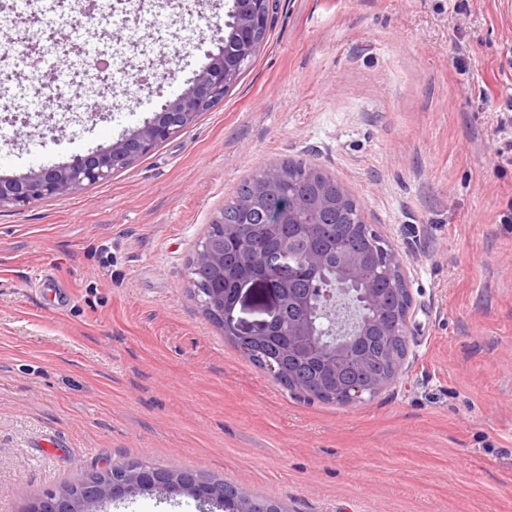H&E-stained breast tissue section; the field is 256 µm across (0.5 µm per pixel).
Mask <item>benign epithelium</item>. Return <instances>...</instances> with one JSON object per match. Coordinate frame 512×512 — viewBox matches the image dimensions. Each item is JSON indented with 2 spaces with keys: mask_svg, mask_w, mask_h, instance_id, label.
Returning <instances> with one entry per match:
<instances>
[{
  "mask_svg": "<svg viewBox=\"0 0 512 512\" xmlns=\"http://www.w3.org/2000/svg\"><path fill=\"white\" fill-rule=\"evenodd\" d=\"M268 0H229L224 27L218 30V53L207 54L209 62L200 68L188 86L166 101L161 111L142 125L127 131L112 144L97 147L85 154H77L69 161L50 167H40L29 172L0 180V209L20 206L48 197L69 196L84 188L108 180L112 174L124 169L146 155L158 143L191 127L200 112L213 107L224 99V92L239 79L244 67L255 58L264 43L263 31L267 29L265 6ZM287 163H275L265 168L263 180L256 186L252 207L268 212L274 224H293L300 236H312L311 225L303 223L301 214L307 205V197L297 193L288 198V204L277 203L278 189ZM354 201L343 185L322 184L315 200L321 210L340 211ZM233 233V225L224 223V213L212 220L205 237L199 242L194 263L211 288L202 304L205 314L224 332V336L238 343L244 351L280 332L288 323V344L285 352L301 356L312 337L328 353L320 355L323 382L320 386H308L293 372H288V384L310 398L318 394L330 395L340 403H354L365 395L377 394L391 378L384 373H372L361 381L344 379L348 361L370 365L373 357L368 352L352 353L350 343L371 334L382 336L406 335L412 317L413 297L404 288L406 300L401 322L403 331L398 332L384 320L386 300L372 288L352 291L344 284L333 290L321 292L319 300L326 317L321 331L299 316L305 309L310 295L293 288L304 271H313L325 263L324 254L310 249L303 261L288 253V248H274L261 257L263 275L248 279L233 290L232 296L224 297V238ZM381 271L394 273L406 281V262L400 252L389 246L384 254ZM261 288L272 298L267 319L253 332L245 331L235 317V309L248 291ZM171 485L199 501H213L222 493L213 488H203L197 480L156 470H126L121 473L104 469L83 480L74 492L49 493L33 501L27 512H93L103 501L128 499L145 492L147 486Z\"/></svg>",
  "mask_w": 512,
  "mask_h": 512,
  "instance_id": "benign-epithelium-1",
  "label": "benign epithelium"
}]
</instances>
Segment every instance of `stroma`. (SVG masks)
<instances>
[{"label": "stroma", "instance_id": "obj_1", "mask_svg": "<svg viewBox=\"0 0 512 512\" xmlns=\"http://www.w3.org/2000/svg\"><path fill=\"white\" fill-rule=\"evenodd\" d=\"M217 106L105 182L0 210V512L95 470L195 471L283 512H512V0H277ZM225 0H123L83 45L119 51L103 119L0 61V175L116 141L217 52ZM303 158L405 258L407 354L374 397L293 395L191 295L238 185ZM98 512H219L146 491Z\"/></svg>", "mask_w": 512, "mask_h": 512}]
</instances>
